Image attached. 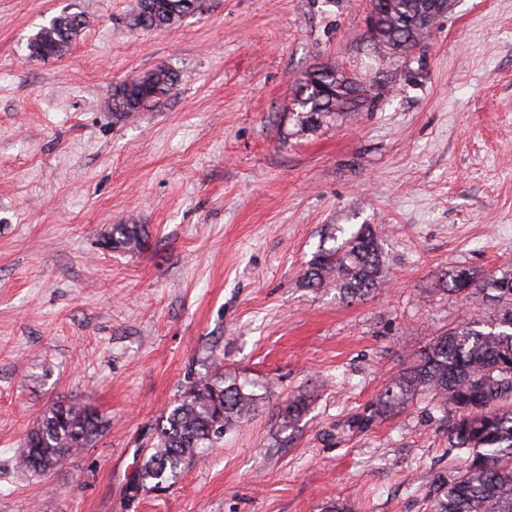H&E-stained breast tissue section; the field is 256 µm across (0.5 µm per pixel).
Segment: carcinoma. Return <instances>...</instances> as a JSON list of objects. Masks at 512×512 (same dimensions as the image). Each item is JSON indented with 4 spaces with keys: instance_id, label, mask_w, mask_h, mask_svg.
Here are the masks:
<instances>
[{
    "instance_id": "obj_1",
    "label": "carcinoma",
    "mask_w": 512,
    "mask_h": 512,
    "mask_svg": "<svg viewBox=\"0 0 512 512\" xmlns=\"http://www.w3.org/2000/svg\"><path fill=\"white\" fill-rule=\"evenodd\" d=\"M198 0H135L130 25L155 30L171 26L170 16H187ZM417 0H392L382 18L384 38L397 53L413 49L423 38L410 33L406 18ZM88 19L62 12L40 28L28 43L37 59H58L70 49ZM346 80L334 68L313 69L295 87L292 106L303 128H316L359 101L336 100L320 86ZM180 83L179 74L159 65L112 92L108 110L130 115L159 103ZM146 231L139 224H114L106 243L128 251L143 247ZM386 268L378 234L361 225L337 247L313 257L303 280L312 288L335 286L346 301L365 297L384 284ZM446 291L493 304L488 317H471L443 333L421 353L417 363L400 372L378 400L382 414L397 413L419 392H428L439 406L451 407L455 419L448 438L467 453L465 469L437 486L432 512H512V269L478 280L466 269L448 272ZM258 395L219 369L196 378L151 428V441L141 449L137 480L130 498L170 487L184 466L205 456L224 437L212 436L217 411L224 412V431L242 423L255 409ZM109 420L79 403L57 404L27 436L18 457L20 467L45 474L66 457L87 448L106 431Z\"/></svg>"
}]
</instances>
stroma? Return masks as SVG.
Segmentation results:
<instances>
[{
	"instance_id": "1",
	"label": "stroma",
	"mask_w": 512,
	"mask_h": 512,
	"mask_svg": "<svg viewBox=\"0 0 512 512\" xmlns=\"http://www.w3.org/2000/svg\"><path fill=\"white\" fill-rule=\"evenodd\" d=\"M133 2L0 0V512H431L465 466L453 413L376 403L477 316L445 273L512 267V0H453L408 55L368 40L370 0H199L157 31L129 26ZM64 11L87 28L31 57ZM160 64L171 95L108 110ZM320 66L372 96L301 132L286 106ZM116 224L146 225L143 248H106ZM363 224L387 286L356 303L307 287L314 255ZM215 361L258 395L251 419L129 499L151 427ZM67 402L109 429L48 474L19 469ZM87 23L88 19L82 13L62 12L30 38V55L37 59L63 57L69 51L74 37Z\"/></svg>"
}]
</instances>
